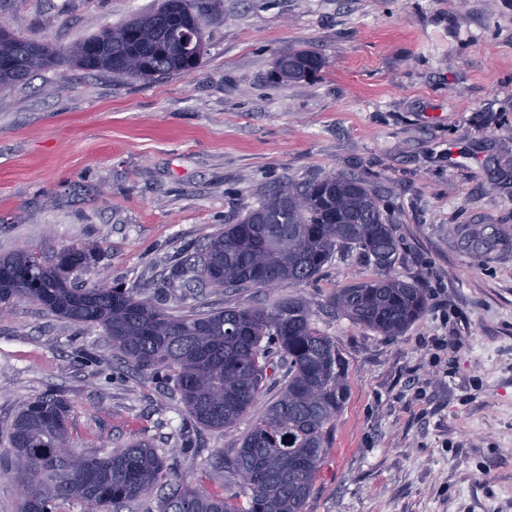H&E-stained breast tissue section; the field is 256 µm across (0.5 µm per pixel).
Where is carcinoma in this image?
Listing matches in <instances>:
<instances>
[{
  "mask_svg": "<svg viewBox=\"0 0 512 512\" xmlns=\"http://www.w3.org/2000/svg\"><path fill=\"white\" fill-rule=\"evenodd\" d=\"M205 0H162L118 26H107L68 49L8 32L0 35V89L45 67L73 66L148 81L188 73L205 55ZM191 37L193 50L182 39ZM323 60L313 52L282 56L273 79L308 78ZM341 250L381 255L380 277L339 289L336 312L383 336L406 332L425 312L428 292L416 279L389 275L399 251L380 199L363 177L325 175L280 181L259 207L224 225L196 256L180 264L181 288H271L314 280ZM95 246H69L47 260L22 248L0 257V312L26 300L75 325L98 328L123 363L171 387L188 414L181 448L194 429L224 431L252 412L267 380L283 372L279 398L257 414L224 468L250 490L248 507L233 495L165 484L176 449L160 453L145 441L103 456L69 446L71 404L48 394L28 403L6 430L24 462L22 512H60L80 500L84 512H119L128 501L164 486L159 512H304L315 474L331 448L347 394L348 362L313 322L300 298L172 316L134 288L78 285L74 273L96 262Z\"/></svg>",
  "mask_w": 512,
  "mask_h": 512,
  "instance_id": "1",
  "label": "carcinoma"
}]
</instances>
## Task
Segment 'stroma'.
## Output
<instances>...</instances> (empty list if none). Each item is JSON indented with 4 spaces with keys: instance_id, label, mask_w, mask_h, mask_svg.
Listing matches in <instances>:
<instances>
[{
    "instance_id": "1",
    "label": "stroma",
    "mask_w": 512,
    "mask_h": 512,
    "mask_svg": "<svg viewBox=\"0 0 512 512\" xmlns=\"http://www.w3.org/2000/svg\"><path fill=\"white\" fill-rule=\"evenodd\" d=\"M159 2L0 0V16L68 48ZM204 39L188 73L51 68L0 90V255L99 246L79 282L144 289L176 315L303 298L349 363L305 512H512V0H213ZM300 50L321 71L272 84L278 58ZM353 173L376 176L400 241L393 275L429 293L403 335L328 307L379 275L345 251L309 284L167 287L172 266L257 207L274 178ZM463 226L502 252L475 256ZM119 360L100 331L16 302L0 317V426L53 391L72 405L78 452L178 447L177 395L129 368L99 378ZM252 422L199 429L178 482L247 505L214 454ZM1 467L0 512H20L24 467L4 442Z\"/></svg>"
}]
</instances>
